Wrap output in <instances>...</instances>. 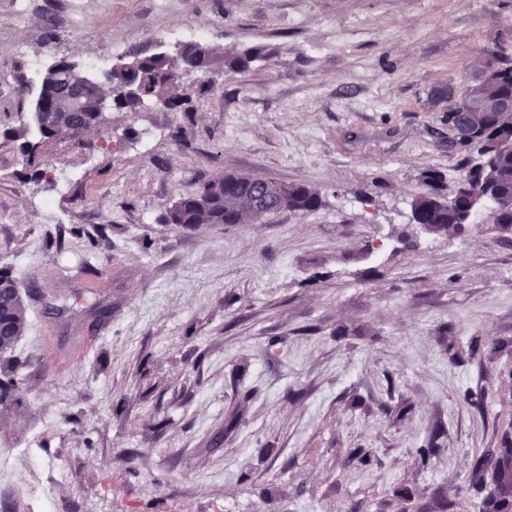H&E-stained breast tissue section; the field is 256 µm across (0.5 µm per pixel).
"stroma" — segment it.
I'll return each mask as SVG.
<instances>
[{
    "label": "stroma",
    "mask_w": 512,
    "mask_h": 512,
    "mask_svg": "<svg viewBox=\"0 0 512 512\" xmlns=\"http://www.w3.org/2000/svg\"><path fill=\"white\" fill-rule=\"evenodd\" d=\"M163 28L261 57L182 73V110L41 138L42 68L100 76ZM510 63L512 0H0V132L33 147L0 136L29 324L0 448L59 462L57 512H478L474 460L512 436V233L490 201L447 235L410 203L425 171L455 187L446 108ZM237 172L323 204L164 223Z\"/></svg>",
    "instance_id": "35a3bbf8"
}]
</instances>
